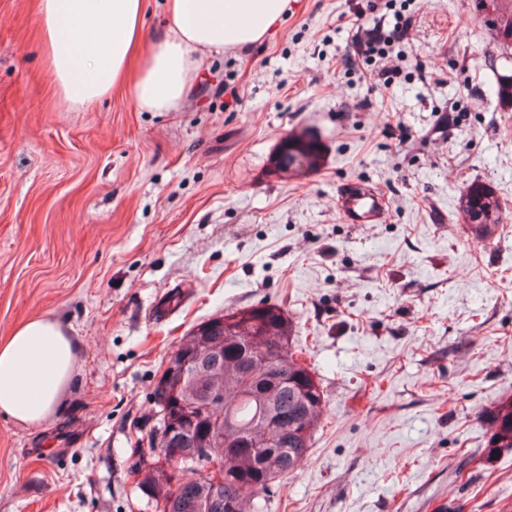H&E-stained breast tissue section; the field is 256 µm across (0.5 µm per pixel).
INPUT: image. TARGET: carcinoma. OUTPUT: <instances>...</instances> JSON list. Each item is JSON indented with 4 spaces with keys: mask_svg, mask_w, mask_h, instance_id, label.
Listing matches in <instances>:
<instances>
[{
    "mask_svg": "<svg viewBox=\"0 0 512 512\" xmlns=\"http://www.w3.org/2000/svg\"><path fill=\"white\" fill-rule=\"evenodd\" d=\"M500 42L512 49V9L484 18ZM494 94L512 107V74L499 76ZM324 148L309 131L294 132L279 143L273 167L280 172L315 170ZM471 237L489 240L502 223L498 196L472 181L459 201ZM294 323L281 307L259 302L211 317L193 327L185 342L169 355L154 384L155 413L169 409L179 428L157 439L156 423L148 434V452L138 454L131 473L147 501L164 504L161 512H263L261 501L304 461L326 400L314 372L292 350ZM223 389L220 410H201L215 386ZM288 417L301 434L282 430L276 420ZM490 432L484 464L502 448L512 449V399L499 400L488 414ZM187 448H214L221 482L179 466L176 482L158 474L160 457L169 462Z\"/></svg>",
    "mask_w": 512,
    "mask_h": 512,
    "instance_id": "obj_1",
    "label": "carcinoma"
}]
</instances>
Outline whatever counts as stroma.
Masks as SVG:
<instances>
[{
	"label": "stroma",
	"instance_id": "obj_1",
	"mask_svg": "<svg viewBox=\"0 0 512 512\" xmlns=\"http://www.w3.org/2000/svg\"><path fill=\"white\" fill-rule=\"evenodd\" d=\"M399 10L383 87L353 39ZM500 53L475 0H293L260 42L203 54L178 110H140L124 86L74 111L33 0H0V340L50 317L81 344L51 417L0 416V512H156L130 467L157 373L192 327L260 301L292 317L327 401L264 512H512V449L481 462L512 396ZM302 128L321 166L276 174ZM474 180L502 204L488 242L458 209ZM344 182L382 192L385 222L344 223Z\"/></svg>",
	"mask_w": 512,
	"mask_h": 512
}]
</instances>
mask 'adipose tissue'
Here are the masks:
<instances>
[{
    "mask_svg": "<svg viewBox=\"0 0 512 512\" xmlns=\"http://www.w3.org/2000/svg\"><path fill=\"white\" fill-rule=\"evenodd\" d=\"M169 25L158 45L138 55L144 0H37L45 62L59 95L80 111L111 92L140 64L134 100L148 111L182 104L198 54L251 45L281 20L288 0H165ZM79 341L55 320L38 318L0 344V413L35 426L61 402Z\"/></svg>",
    "mask_w": 512,
    "mask_h": 512,
    "instance_id": "adipose-tissue-1",
    "label": "adipose tissue"
}]
</instances>
